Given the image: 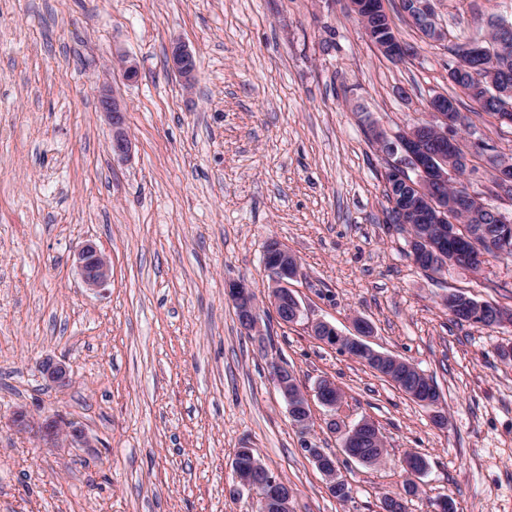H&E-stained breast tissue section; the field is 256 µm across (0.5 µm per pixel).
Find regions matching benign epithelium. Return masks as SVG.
Returning a JSON list of instances; mask_svg holds the SVG:
<instances>
[{
	"label": "benign epithelium",
	"mask_w": 512,
	"mask_h": 512,
	"mask_svg": "<svg viewBox=\"0 0 512 512\" xmlns=\"http://www.w3.org/2000/svg\"><path fill=\"white\" fill-rule=\"evenodd\" d=\"M351 10L358 17L370 43L388 58L399 61L407 58L405 47L397 36L376 38L370 21L383 12L382 0H350ZM405 13L409 20L420 28L422 34L432 40L448 39V31L436 21L432 0H405ZM115 65L126 80L138 76L135 60L125 55L115 59ZM168 69L177 75L185 88L192 90L197 71L196 56L181 40L170 44L167 58ZM99 111L104 114L112 127L111 150L114 158L124 161L132 152V139L126 127L127 107L112 87L102 84L98 97ZM432 119L423 120L406 128L394 139L383 133H374L380 151L390 158L389 174L395 181H402L414 189V193L403 199V217L400 221L411 223L414 234L409 237L413 260L423 263L429 270L438 272L450 266L472 267L468 244L474 243L475 226L467 229L456 224L453 214L461 204L475 200L473 194L448 196L445 191L455 176L456 168L463 158L458 154L457 141L450 130L458 123L454 102L443 94L433 96L429 101ZM496 178L504 187L512 186V160L503 158L496 166ZM264 265L269 275L268 295L274 311H283L279 322L293 324L302 316V305L291 287V280L300 272L297 255L278 243H271L264 255ZM77 266L86 288L97 290L112 278V264L97 246L88 241L78 253ZM228 296L233 302L240 326L247 333L264 335L260 319V304L254 291L241 283L228 285ZM450 312L462 317H482L489 315L494 325H512V312L501 308L488 311L482 306H474L460 293L448 295ZM354 334L344 335L325 321L311 326L313 336L319 341L337 347L359 357L373 371L392 381L405 376L416 368L408 361L387 352L371 347L367 340L372 335L370 323L357 316L353 320ZM272 378L288 404L289 416L293 425L301 429L309 427L312 419V404L309 394L301 387L296 374L288 366L278 361L270 362ZM40 371L49 384L65 388L73 383L69 367L63 361L44 359ZM317 401L331 411L342 404L336 394V383L330 379L320 380L315 387ZM13 423L20 430L35 432L49 448H59L65 444L71 448H89L91 442L82 426L71 422L66 426L55 419L37 420L24 410H17L12 416ZM369 424L361 420L344 433L341 453L346 460L368 464L371 456H364L354 449L358 433ZM306 454L325 477L330 493L343 482L336 458L329 457L320 448L308 446ZM407 473L414 478L421 477L426 462L415 456L403 459ZM236 482L239 487L256 495L260 502V512H289L292 490L287 484L271 476L264 465L252 458L246 463L233 462Z\"/></svg>",
	"instance_id": "benign-epithelium-1"
}]
</instances>
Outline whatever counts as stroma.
<instances>
[{
    "mask_svg": "<svg viewBox=\"0 0 512 512\" xmlns=\"http://www.w3.org/2000/svg\"><path fill=\"white\" fill-rule=\"evenodd\" d=\"M449 41L426 40L400 0H385L403 62L381 55L349 0H0V512H257L235 492L238 449L293 491L291 512H512V326L456 323L444 298L462 292L512 309V257L477 272L422 270L387 223L391 134L454 97V131L478 168L465 184L492 193L483 148L512 157V126L477 112L448 80L450 42L484 40L512 22V0H433ZM197 58L185 91L166 65L172 40ZM124 52L139 68L113 69ZM110 78L127 105L128 160L110 149L97 107ZM93 242L112 279L87 290L77 253ZM277 242L300 261L303 315L271 320L268 336L240 327L225 293L253 287L271 312L263 255ZM432 378L448 422L359 359L319 342L310 322L350 333ZM67 362L70 387L38 371ZM288 364L305 390L323 378L343 391L293 426L270 374ZM78 422L88 448H45L11 418ZM372 421L381 464L339 458L342 431ZM336 455L352 497L331 496L305 443ZM427 470L404 491L402 460Z\"/></svg>",
    "mask_w": 512,
    "mask_h": 512,
    "instance_id": "stroma-1",
    "label": "stroma"
}]
</instances>
